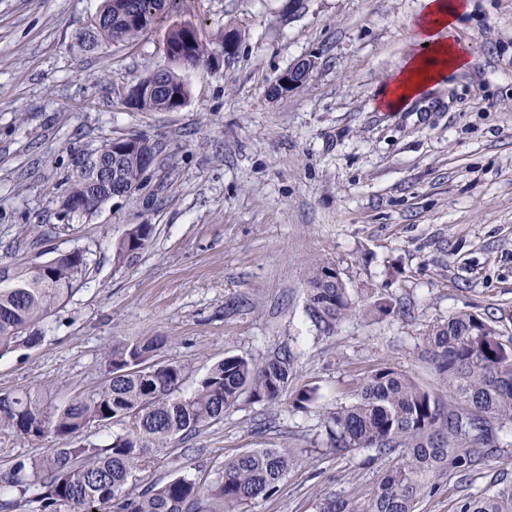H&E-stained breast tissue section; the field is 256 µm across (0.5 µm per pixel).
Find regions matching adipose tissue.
<instances>
[{"label": "adipose tissue", "mask_w": 512, "mask_h": 512, "mask_svg": "<svg viewBox=\"0 0 512 512\" xmlns=\"http://www.w3.org/2000/svg\"><path fill=\"white\" fill-rule=\"evenodd\" d=\"M466 8L465 0H425V11L413 26L414 50L380 91L377 109L399 111L447 72L464 67L466 57L443 33Z\"/></svg>", "instance_id": "ef3b65f1"}]
</instances>
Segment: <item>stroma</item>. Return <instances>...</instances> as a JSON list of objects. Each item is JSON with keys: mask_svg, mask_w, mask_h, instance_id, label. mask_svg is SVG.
Returning <instances> with one entry per match:
<instances>
[{"mask_svg": "<svg viewBox=\"0 0 512 512\" xmlns=\"http://www.w3.org/2000/svg\"><path fill=\"white\" fill-rule=\"evenodd\" d=\"M102 0H0V262L83 250L85 280L41 327L42 340L0 358V392L59 404L105 378L114 344L161 338L156 360L188 364L190 393L234 354H295L296 408L245 400L184 444L152 456L133 490L187 468L205 477L253 448H288L294 464L247 512H317L321 497L365 499L387 465L339 457L324 422L364 378L390 366L441 403L448 387L420 355L426 328L459 313L512 341V0H467L451 33L466 66L397 112L376 92L412 50L422 0H183L129 43L93 53L76 33ZM201 38L239 34L234 54L179 69L189 95L174 112L131 107L129 89L167 67L170 27ZM303 58L306 83L270 86ZM141 135L159 145L139 190L93 214L60 201L78 157ZM131 224L154 227L131 266L112 245ZM336 268L360 308L334 334L306 312L314 264ZM245 298L239 311L230 303ZM391 303L383 317L364 315ZM512 484V446L469 478L448 470L418 512H458L466 495Z\"/></svg>", "mask_w": 512, "mask_h": 512, "instance_id": "35a3bbf8", "label": "stroma"}]
</instances>
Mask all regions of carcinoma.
<instances>
[{
  "instance_id": "carcinoma-1",
  "label": "carcinoma",
  "mask_w": 512,
  "mask_h": 512,
  "mask_svg": "<svg viewBox=\"0 0 512 512\" xmlns=\"http://www.w3.org/2000/svg\"><path fill=\"white\" fill-rule=\"evenodd\" d=\"M173 0H103L98 14L79 34V47L94 51L112 43L136 40ZM174 38L181 55L202 68L210 48L193 34ZM151 91L137 105L163 112L187 87L173 71H160L139 81ZM113 141L97 152L112 156V175L138 184L142 152L110 153ZM84 157L73 172L67 197L85 214L106 200L105 191L89 183ZM151 224H132L114 244L119 265H131L150 242ZM88 260L80 250L61 253L36 264H0V357L31 349L42 340L40 327L86 278ZM357 312L340 274L331 265L313 266L307 280L306 314L326 335ZM159 342L124 340L112 346L106 380L92 392L63 404H45L30 390L0 393V428L30 440H49L29 459L15 463L0 478L4 512L21 504L30 512H246L259 497L279 491L294 462L286 448H254L224 462L209 481L181 471L173 478L145 485L133 493V472L153 454L192 437L224 417V411L245 398L273 405L288 390L294 354L283 347L255 363L229 355L212 365L194 389L185 394L189 377L184 364H155ZM422 352L458 400L446 406L392 367L373 370L348 404L330 413L327 442L342 456L357 450L370 459L401 458L386 472L367 499L340 496L321 499L319 512H417V504L433 492L448 467L463 475L477 469L494 452V422H512V343L499 338L494 325L472 313H460L431 326L422 336ZM122 421L123 431L96 444L77 440L98 423ZM459 512H512V486L469 495Z\"/></svg>"
}]
</instances>
